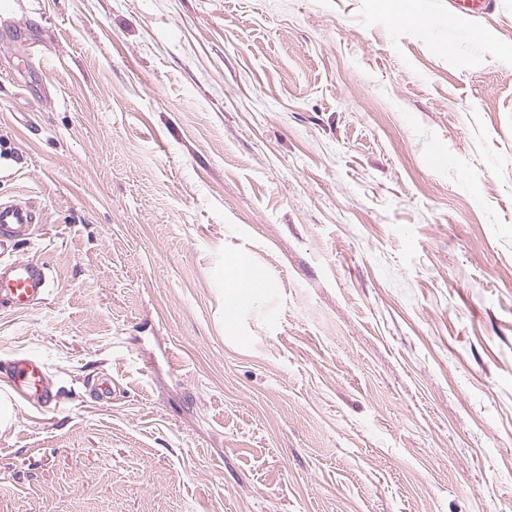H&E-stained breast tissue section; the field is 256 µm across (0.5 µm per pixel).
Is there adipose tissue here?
<instances>
[{"label":"adipose tissue","mask_w":512,"mask_h":512,"mask_svg":"<svg viewBox=\"0 0 512 512\" xmlns=\"http://www.w3.org/2000/svg\"><path fill=\"white\" fill-rule=\"evenodd\" d=\"M276 286V281L268 279L242 256L225 255L224 288L233 298L232 303L224 307L225 329H233L242 310L257 305Z\"/></svg>","instance_id":"adipose-tissue-1"}]
</instances>
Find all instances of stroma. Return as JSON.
<instances>
[{
	"mask_svg": "<svg viewBox=\"0 0 512 512\" xmlns=\"http://www.w3.org/2000/svg\"><path fill=\"white\" fill-rule=\"evenodd\" d=\"M15 196L50 291L0 395L58 400L0 512H512V0H10ZM228 252L277 283L230 332ZM399 2L392 12L393 18L401 25L411 28L425 29L428 26V18L425 14L415 10L413 3ZM8 369L11 387L20 399L41 407L57 401L58 393L53 389L41 360L18 358L10 361Z\"/></svg>",
	"mask_w": 512,
	"mask_h": 512,
	"instance_id": "stroma-1",
	"label": "stroma"
}]
</instances>
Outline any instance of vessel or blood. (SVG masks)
<instances>
[{
    "mask_svg": "<svg viewBox=\"0 0 512 512\" xmlns=\"http://www.w3.org/2000/svg\"><path fill=\"white\" fill-rule=\"evenodd\" d=\"M40 216L24 200L0 201V251L15 247L28 240ZM50 288L46 263L26 258L0 263V305L16 311L30 308L43 300ZM12 389L20 399L41 407L56 402L58 394L53 389L44 363L25 357L10 361L8 365Z\"/></svg>",
    "mask_w": 512,
    "mask_h": 512,
    "instance_id": "obj_1",
    "label": "vessel or blood"
}]
</instances>
